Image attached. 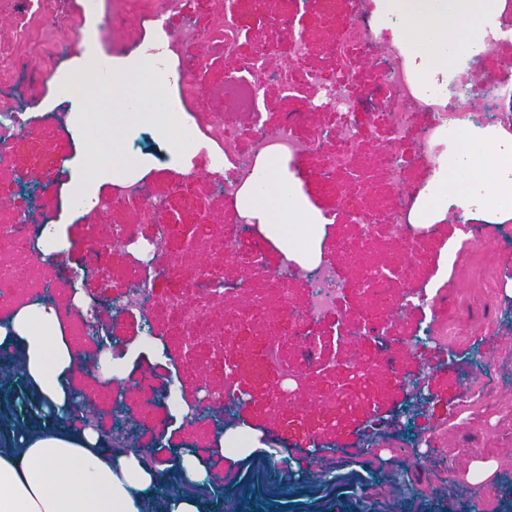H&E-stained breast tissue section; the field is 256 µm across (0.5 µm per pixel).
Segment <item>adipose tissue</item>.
<instances>
[{
    "instance_id": "ef3b65f1",
    "label": "adipose tissue",
    "mask_w": 512,
    "mask_h": 512,
    "mask_svg": "<svg viewBox=\"0 0 512 512\" xmlns=\"http://www.w3.org/2000/svg\"><path fill=\"white\" fill-rule=\"evenodd\" d=\"M379 26L394 29L398 47L421 90L447 87L464 62L452 46L481 47L485 27L499 18L504 0H375ZM60 83H72L96 65L107 80L93 92L68 96L78 137L101 156L93 173L73 168V195L80 210L94 211L104 183L144 179L153 162L119 154L121 144L149 126L167 145L170 167L191 168L201 143L176 100L164 91L179 74L164 60L165 42L155 36L139 52L105 56L97 36L86 37ZM492 223L512 220V136L492 127L466 129L449 141L438 168L420 192L409 220L429 227L444 220L449 206ZM238 215L258 224L264 236L301 269L323 255L328 219L309 203L287 156L261 158L239 190ZM156 340L136 342L110 359L99 379L120 383L135 363L161 359ZM0 353L17 355L19 377L38 413L21 429L15 445L0 449V512H146L160 492V475L140 450L107 448L91 428L68 427L74 409L71 376L77 353L66 338L54 306L34 303L0 324Z\"/></svg>"
}]
</instances>
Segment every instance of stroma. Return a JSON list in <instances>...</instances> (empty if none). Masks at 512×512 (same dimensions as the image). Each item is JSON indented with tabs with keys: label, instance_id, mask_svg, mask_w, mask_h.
Instances as JSON below:
<instances>
[{
	"label": "stroma",
	"instance_id": "1",
	"mask_svg": "<svg viewBox=\"0 0 512 512\" xmlns=\"http://www.w3.org/2000/svg\"><path fill=\"white\" fill-rule=\"evenodd\" d=\"M148 0H125L119 15L99 13L97 35L101 43L118 42L120 53L138 52L152 36L155 24L147 17ZM84 0H47L49 27L59 54L55 64L44 57L45 38L33 35L20 40L10 9L0 10V60L19 57L14 83L7 95L27 114V146L22 152L0 163V200L10 208L27 207L26 196L17 194L15 185L35 177L47 195L43 210L32 212L33 225L56 224L74 243L73 248L53 254L48 269L66 285L57 292L59 305L72 300V288L86 290L89 298L111 304L118 302L127 287L126 271L133 255L130 248L112 251L108 268L94 269L83 244L89 224H128L131 215L121 209L82 214L68 206L72 186L71 169L76 161H87L90 152L73 134L69 109L56 88L59 76L79 53L80 36L69 30L71 19L84 13ZM350 0H338L333 16L300 12L296 27L315 31L305 55L294 59L292 43L285 28L274 32L276 50L271 69L288 67L294 81L305 73L318 71L332 77L336 60L332 46L355 19ZM396 40L388 28H374L372 40L360 50L356 62L358 90L363 95L361 112L374 111L369 95L379 82L386 62V50ZM236 59L210 57L203 78L193 94L174 89L185 113L199 118L223 110L221 92L227 73ZM319 94L307 87L299 98L289 97L279 82L270 79L264 86L261 105L263 120L276 126L290 115L315 108L321 126L335 128L336 114L317 109ZM433 121V114L419 107L406 134L405 149L414 158L406 171L405 184L422 188L431 175L425 158L416 156V142ZM162 142L149 132H141L125 142L131 156L151 155L154 168L146 183L154 195L167 196L177 170L169 168ZM194 163L200 178L191 184L186 198H170L171 210L180 212L185 223L195 216L187 198L205 200L215 220L209 233L217 243L206 257L220 271L229 292L228 308L242 306L247 297H265L270 314L284 315L302 308L308 294L303 274L289 271L287 294L271 288L265 275L242 280L235 262L221 247L226 234L238 222L236 211L223 195L213 191L206 176L210 165L207 150H200ZM303 191L310 204L332 218L323 250L343 278H351L365 262H385L407 268L405 290L437 288L441 296L433 309L405 308L400 293L381 301L359 294L343 296L333 314L314 327L322 363L308 367L300 341L284 343L289 369L299 372L297 384L260 371L257 367L253 332L236 338L217 340L204 337L194 359H184L171 317L163 306H154L150 316L162 334L168 362L147 371L154 384L121 386L122 405H115L109 393L100 391L83 373L72 378L75 394L93 398L100 433L113 442L117 431L133 438L136 446L151 448L150 464L161 466L167 491L180 488L176 467L170 466L173 448H192L222 475V484L207 494L211 512H483L491 502L492 512H512V221L504 224L481 220L461 221L457 209H449L446 219L429 228L417 259L397 251L390 242L389 229L379 225L369 244L355 256L337 251L340 239L358 237L357 225L336 208L335 193L316 191L306 184ZM476 241L474 252H459L462 241ZM453 251L455 270L441 267L445 251ZM351 315L374 319L386 326L382 338L358 345L337 347L331 330L337 318ZM450 322L454 341L445 343L424 332L430 322ZM416 340L408 349V340ZM223 351L224 360L234 367L235 387L247 393L244 405L225 413H213L196 424L173 426L169 417L145 413L146 399L162 402L170 385H179L186 402L201 399L205 390H224V372L206 368L214 351ZM356 366H349V359ZM135 367V374H142ZM481 384L490 401L475 398L473 384ZM341 388L348 406L337 416L328 417L318 409L320 398ZM32 418L27 388L13 380L0 393V443ZM247 424L262 432L263 447L246 456L219 455L216 441L225 428ZM493 458L498 462L495 475L481 486L472 485L461 470L470 460ZM282 461L272 469L270 460Z\"/></svg>",
	"mask_w": 512,
	"mask_h": 512
}]
</instances>
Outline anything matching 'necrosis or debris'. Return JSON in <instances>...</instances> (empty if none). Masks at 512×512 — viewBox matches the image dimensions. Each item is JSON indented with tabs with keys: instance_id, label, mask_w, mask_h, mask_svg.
<instances>
[{
	"instance_id": "obj_1",
	"label": "necrosis or debris",
	"mask_w": 512,
	"mask_h": 512,
	"mask_svg": "<svg viewBox=\"0 0 512 512\" xmlns=\"http://www.w3.org/2000/svg\"><path fill=\"white\" fill-rule=\"evenodd\" d=\"M214 22L208 32L193 28L166 30L169 47L178 61L179 80L187 90H194L202 62L211 49L233 54L249 31L242 23L238 0H211ZM373 36L368 22L361 21L349 27L332 47L336 58V77L327 79L319 73L307 76L308 83L317 85L322 107L335 110L338 135L329 139L327 130L314 127L308 139H300L295 128L297 117L287 118L283 124L269 127L262 120L261 91L265 78L277 80L288 96L301 92L287 70L270 71L268 59L273 53L274 40L265 37L257 43L254 52L243 59L224 86V101L231 104L228 112L207 113L202 130L217 148L218 160L210 169V182L223 193H231L240 180L250 176L258 159L269 153H282L307 161L310 178L324 190H335L336 207L345 213L351 223L359 227L361 240H369L376 223L364 204L366 189L372 185L374 169L355 164L362 129L355 120L361 98L342 95L343 87H356L357 72L354 58L362 45ZM384 87L391 102L397 106L393 112H373L369 120L381 144L382 157L390 170V192L397 204L390 209V236L393 245L412 256L420 254L421 234L408 221L415 202V192L405 186L402 172L409 160L402 145L403 131L412 121V109L419 105L414 93L413 79L408 73L398 50H391L390 62L384 78ZM426 103L434 114L431 136L423 138L419 147L426 156H433L436 135L456 133L469 119L471 93L447 94L442 90L430 91ZM250 124L255 136L248 153H241L236 133L239 124ZM100 208H122L133 216L129 224H93L87 234L91 245V258L98 267H106L112 256L111 241L133 246L142 241L138 229L153 225L154 231L147 243L157 262L170 263L173 242L181 238L184 226L179 213L168 210L165 198L143 192L141 187L128 183L113 185L101 197ZM196 221L190 227L197 239L195 275L192 279L165 272L147 276L143 264H135L128 273L129 285L123 296L128 310L147 315L153 305L168 309L185 355H194L200 340L206 336L235 337L241 335L253 322L263 316L265 303L261 296H251L242 310L225 311L218 301L223 292L222 278L204 261L215 246L208 232L210 213L199 198L190 202ZM22 239L25 250L0 254V319L7 318L35 301H46L55 295L60 282L50 275L46 258L40 248V237L29 230L28 215L24 212L0 211V240ZM406 274L380 262L359 266L351 284H344L329 264L319 266L310 281L311 298L307 307L289 311L287 316L271 320L270 339L262 342L259 362L262 368L280 377H288L284 361L283 341L291 336L308 337L322 318L333 312L340 294L346 286H353L366 296L377 299L402 288Z\"/></svg>"
}]
</instances>
